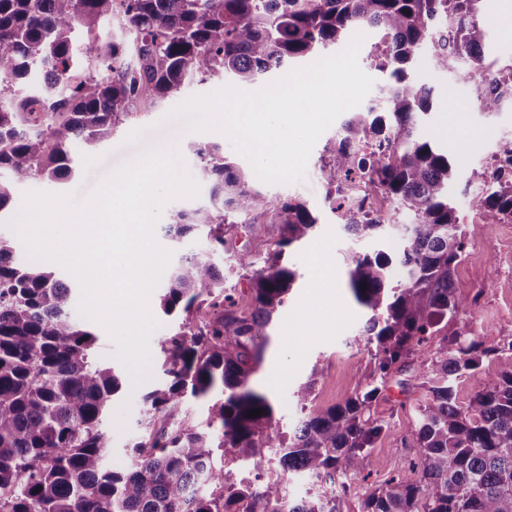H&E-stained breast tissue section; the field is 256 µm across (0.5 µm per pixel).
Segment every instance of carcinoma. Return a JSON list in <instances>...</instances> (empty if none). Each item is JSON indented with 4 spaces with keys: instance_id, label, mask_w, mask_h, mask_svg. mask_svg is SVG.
I'll return each mask as SVG.
<instances>
[{
    "instance_id": "carcinoma-1",
    "label": "carcinoma",
    "mask_w": 512,
    "mask_h": 512,
    "mask_svg": "<svg viewBox=\"0 0 512 512\" xmlns=\"http://www.w3.org/2000/svg\"><path fill=\"white\" fill-rule=\"evenodd\" d=\"M481 0H0V218L13 186L72 173L70 147L109 135L129 104L152 109L182 94L201 75L224 73L253 85L290 61L312 59L354 28L382 33L376 67L393 83L383 107L354 115L325 147L319 171L330 209L355 238L383 227L379 210L351 205L379 192L414 217L397 228L398 254L351 251L349 289L370 312L356 344L373 360L369 380L343 402L310 410L289 436L272 429L273 407L256 390L268 336L295 272L281 263L317 219L295 198L272 200L226 161L217 146L196 150L198 175L211 183L212 206L180 211L165 235L202 227L215 250L224 225L269 213L275 250L260 267L252 251L235 256L247 288L224 289V268L191 253L179 258L161 298L182 322L159 342L166 380L144 395L142 437L131 464L107 465L104 416L120 390L113 367L94 355L96 336L71 317V288L53 272L14 257L0 237V512H342L336 489L363 472L386 424L366 416L396 374L430 357L414 379L431 397L409 435L418 476L392 477L364 501V512H512V340L485 349L467 319L468 297L454 272L467 247L448 198L452 157L416 134L432 108L429 87L408 74L425 42L439 62L482 63L486 30ZM448 17V29L434 21ZM115 19L132 41L73 43L74 30L96 31ZM38 76L28 92L15 80ZM512 97V70L495 73L478 97L494 111ZM485 204L512 220V155L498 165ZM445 331L438 348L429 337ZM494 357L500 368L468 406L455 388ZM220 390L207 429L185 419V402ZM263 410L249 417L252 410ZM233 449L257 471L244 484L236 467L216 460ZM283 473L314 491L290 498Z\"/></svg>"
}]
</instances>
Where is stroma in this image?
I'll use <instances>...</instances> for the list:
<instances>
[{
  "label": "stroma",
  "mask_w": 512,
  "mask_h": 512,
  "mask_svg": "<svg viewBox=\"0 0 512 512\" xmlns=\"http://www.w3.org/2000/svg\"><path fill=\"white\" fill-rule=\"evenodd\" d=\"M478 19L486 28L484 47L486 63L502 69L512 66V37L503 33L512 23V0H481ZM471 64L454 59L441 64L428 45L415 51L413 73L432 90L433 106L418 124L420 135L452 154L456 177L449 188L452 200L466 232L464 260L455 270V280L463 292L473 296L468 311L475 336L485 346L493 347L512 337V223L494 220L484 206L483 185L471 183L472 168L489 165L500 145L512 142V101L488 112L480 108L478 85L468 77ZM177 104L176 99L162 101L151 111L131 108L120 116L109 137L92 146L80 143L72 147L74 173L66 182L43 180L16 185V199L31 191L77 194L87 199L107 172L134 160L149 145L160 143L172 133L164 116ZM335 134L327 129L316 142L301 182L277 184L260 182V189L272 199L293 197L304 202L318 218L311 237L288 255V265L297 279L274 318V327L265 348L264 361L255 377L256 386L265 392L274 406L272 426L282 434L293 432L303 416L302 404L294 396L298 383H314L310 403L323 410L352 395L356 384L368 379L372 362L365 347L353 346L368 318L365 309L353 300L348 288V251L398 247L396 236L371 242L350 239L338 224L326 201V189L319 166L325 147ZM218 145L225 157L238 169L252 172L249 160L236 152L224 134L214 131L191 132L179 138V150L190 175H197L194 145ZM232 235L237 246L252 249L256 261H263L277 238L270 215H256L252 225L236 228ZM334 281V288L321 290L322 281ZM160 367H153L151 381L133 385L124 377V394L112 405L107 421L111 452L107 463L121 467L128 463L126 447L136 433L141 397L160 381ZM423 389L407 390L390 382L384 397L375 402L372 417L387 427L372 449L366 468V480L353 484L344 496L342 512H363L365 493L392 477L414 478L417 462L406 440L417 426V408L426 399Z\"/></svg>",
  "instance_id": "1"
}]
</instances>
